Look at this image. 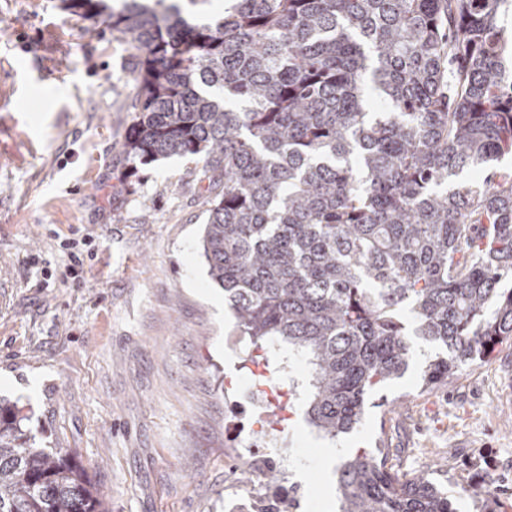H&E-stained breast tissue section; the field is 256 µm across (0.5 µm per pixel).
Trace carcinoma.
Wrapping results in <instances>:
<instances>
[{
  "instance_id": "1",
  "label": "carcinoma",
  "mask_w": 512,
  "mask_h": 512,
  "mask_svg": "<svg viewBox=\"0 0 512 512\" xmlns=\"http://www.w3.org/2000/svg\"><path fill=\"white\" fill-rule=\"evenodd\" d=\"M140 56L125 149L202 162L210 279L269 360L303 356L310 422L338 439L366 395L437 349L427 389L512 336L506 0H235L192 24L176 0H64ZM387 105L373 112L368 90ZM0 398V512H109L64 448L35 447ZM341 512H456L366 449L339 466Z\"/></svg>"
}]
</instances>
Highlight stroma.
I'll return each mask as SVG.
<instances>
[{
	"mask_svg": "<svg viewBox=\"0 0 512 512\" xmlns=\"http://www.w3.org/2000/svg\"><path fill=\"white\" fill-rule=\"evenodd\" d=\"M139 64L62 0H0V396L37 446L70 449L109 512H239L274 495L340 512L328 453L355 448L432 477L457 512H512V338L438 392L417 348L337 441L308 423L306 397H239L253 347L200 255L199 166L137 168L124 149ZM69 238L93 244L76 274Z\"/></svg>",
	"mask_w": 512,
	"mask_h": 512,
	"instance_id": "obj_1",
	"label": "stroma"
}]
</instances>
